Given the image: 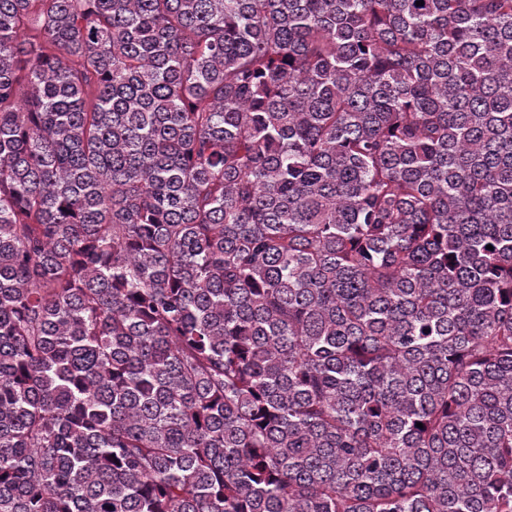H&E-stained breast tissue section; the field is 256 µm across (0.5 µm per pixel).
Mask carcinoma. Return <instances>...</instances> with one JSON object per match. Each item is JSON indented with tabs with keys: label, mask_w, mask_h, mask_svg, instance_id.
Returning a JSON list of instances; mask_svg holds the SVG:
<instances>
[{
	"label": "carcinoma",
	"mask_w": 512,
	"mask_h": 512,
	"mask_svg": "<svg viewBox=\"0 0 512 512\" xmlns=\"http://www.w3.org/2000/svg\"><path fill=\"white\" fill-rule=\"evenodd\" d=\"M0 512H512V0H0Z\"/></svg>",
	"instance_id": "1"
}]
</instances>
